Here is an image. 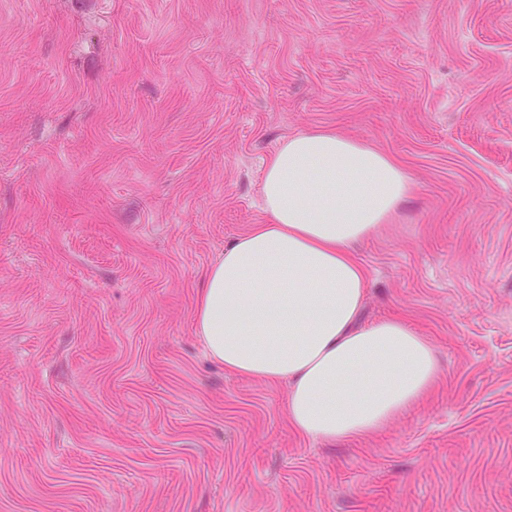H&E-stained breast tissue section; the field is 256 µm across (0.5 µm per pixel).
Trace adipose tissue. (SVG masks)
I'll use <instances>...</instances> for the list:
<instances>
[{
	"label": "adipose tissue",
	"instance_id": "ef3b65f1",
	"mask_svg": "<svg viewBox=\"0 0 512 512\" xmlns=\"http://www.w3.org/2000/svg\"><path fill=\"white\" fill-rule=\"evenodd\" d=\"M414 191L402 166L366 142L296 134L265 166L267 223L206 274L195 319L209 357L237 375L287 381L288 422L307 438L379 433L440 377L433 347L405 318L360 321L369 285L353 246Z\"/></svg>",
	"mask_w": 512,
	"mask_h": 512
}]
</instances>
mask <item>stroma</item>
Returning <instances> with one entry per match:
<instances>
[{
    "label": "stroma",
    "mask_w": 512,
    "mask_h": 512,
    "mask_svg": "<svg viewBox=\"0 0 512 512\" xmlns=\"http://www.w3.org/2000/svg\"><path fill=\"white\" fill-rule=\"evenodd\" d=\"M321 128L415 182L362 318L441 368L336 443L194 326ZM0 512H512V0H0Z\"/></svg>",
    "instance_id": "obj_1"
}]
</instances>
